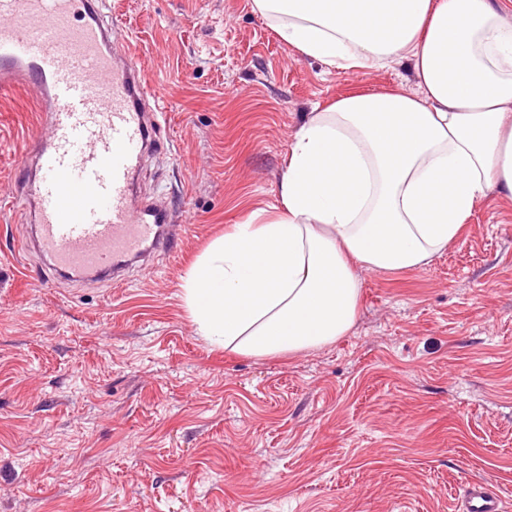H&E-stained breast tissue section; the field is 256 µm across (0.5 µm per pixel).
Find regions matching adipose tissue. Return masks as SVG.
<instances>
[{
    "label": "adipose tissue",
    "mask_w": 512,
    "mask_h": 512,
    "mask_svg": "<svg viewBox=\"0 0 512 512\" xmlns=\"http://www.w3.org/2000/svg\"><path fill=\"white\" fill-rule=\"evenodd\" d=\"M253 4L304 56L336 70L407 61L418 85L311 113L277 212L234 225L189 271L184 301L201 335L269 357L345 336L359 269H420L489 192L512 198V0Z\"/></svg>",
    "instance_id": "ef3b65f1"
}]
</instances>
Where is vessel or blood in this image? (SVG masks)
I'll list each match as a JSON object with an SVG mask.
<instances>
[{"mask_svg":"<svg viewBox=\"0 0 512 512\" xmlns=\"http://www.w3.org/2000/svg\"><path fill=\"white\" fill-rule=\"evenodd\" d=\"M98 0H0V95L37 100L38 134L17 162L28 173L14 208L37 226L38 250L60 273L115 281L129 262L169 244L164 214L135 203L131 181L158 125V93L139 55L115 38ZM462 512H503L468 483Z\"/></svg>","mask_w":512,"mask_h":512,"instance_id":"vessel-or-blood-1","label":"vessel or blood"}]
</instances>
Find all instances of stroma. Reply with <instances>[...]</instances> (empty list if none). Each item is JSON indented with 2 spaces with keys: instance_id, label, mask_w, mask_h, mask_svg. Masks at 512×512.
<instances>
[{
  "instance_id": "35a3bbf8",
  "label": "stroma",
  "mask_w": 512,
  "mask_h": 512,
  "mask_svg": "<svg viewBox=\"0 0 512 512\" xmlns=\"http://www.w3.org/2000/svg\"><path fill=\"white\" fill-rule=\"evenodd\" d=\"M164 112L138 178L177 230L122 287L60 277L6 211L35 130L0 96V512H457L487 482L512 512V200L479 201L421 269L360 271L353 328L257 358L212 346L192 264L274 213L315 107L417 92L409 63L332 70L253 0H105Z\"/></svg>"
}]
</instances>
